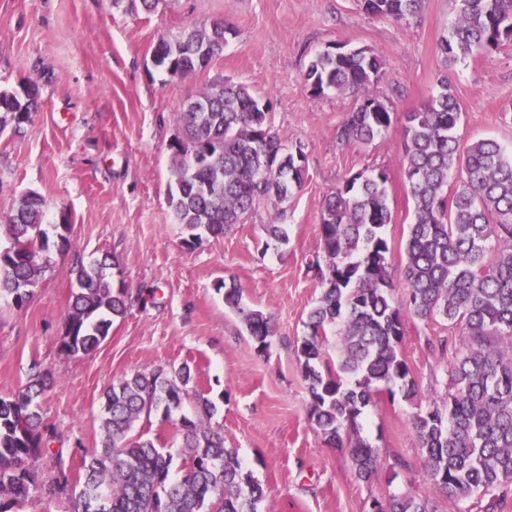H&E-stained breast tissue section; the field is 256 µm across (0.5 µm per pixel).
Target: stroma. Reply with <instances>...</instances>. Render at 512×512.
Instances as JSON below:
<instances>
[{
    "instance_id": "obj_1",
    "label": "stroma",
    "mask_w": 512,
    "mask_h": 512,
    "mask_svg": "<svg viewBox=\"0 0 512 512\" xmlns=\"http://www.w3.org/2000/svg\"><path fill=\"white\" fill-rule=\"evenodd\" d=\"M457 9L456 0H424L417 18L396 21L365 13L357 0H172L151 14L126 12L112 0H0V90L33 82L40 94L20 136L0 134V211L36 191L48 223L69 214L77 245L73 254L49 248L48 270L23 308L0 302V397L25 386L33 364L54 377L41 397L54 439L33 464L40 490L13 512H70L71 496L51 494L52 480L57 464L78 467L84 453L100 447L104 390L132 371L185 362L217 407L225 447L236 449L264 486L260 512H368L373 499L391 492L426 494L411 417L447 391L451 357L426 345L447 335V321H405L399 353L418 394L383 390L366 407L361 434L380 455L367 482L356 478L346 452L310 427L297 342L319 295L307 267L321 253L323 200L355 173L389 175L388 271L391 297L401 300L413 211L402 118L437 95L440 75L461 106V141L492 138L512 151V45L445 68L439 43ZM220 18L229 28L224 54L206 69L173 77L154 66L160 38ZM338 44L384 55L372 92L396 120L361 147L336 138L354 97L313 96L304 80L315 54ZM226 79L271 99L275 130L306 154V178L288 201L261 206L224 237L189 249L167 206L168 144L184 103ZM280 223L284 243L264 230ZM105 252L136 300L97 351L66 355L60 339L76 288L74 256L89 261ZM223 280L271 317L275 334L265 351L225 307L216 290Z\"/></svg>"
}]
</instances>
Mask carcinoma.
Returning <instances> with one entry per match:
<instances>
[{
	"instance_id": "obj_1",
	"label": "carcinoma",
	"mask_w": 512,
	"mask_h": 512,
	"mask_svg": "<svg viewBox=\"0 0 512 512\" xmlns=\"http://www.w3.org/2000/svg\"><path fill=\"white\" fill-rule=\"evenodd\" d=\"M135 13L155 11L163 0H113ZM455 22L440 42L444 62L453 65L476 52L512 43V0H457ZM364 11L404 20L417 17L423 0H360ZM226 26L215 19L157 43L153 60L172 76H188L224 52ZM383 67L370 48L317 54L307 82L315 96L350 92L357 106L346 113L336 138L364 146L386 134L391 109L370 92ZM440 92L404 116L403 176L414 203L404 243L407 288L400 304L391 299V253L385 226L393 223L388 174L359 172L327 195L318 236L322 259L308 268L320 296L307 315L298 346L307 385L306 415L311 427L333 448H347L354 473L370 480L379 465L378 449L361 435L360 418L372 395L398 388L406 398L418 384L398 349L405 318L438 317L462 329L441 339L452 354L445 397L418 408L411 424L428 479V494L392 493L374 500V512H435L430 496L466 507L458 512H497L512 497V154L497 141L460 142V104L438 80ZM35 85L0 90V134L21 133L36 107ZM272 102L231 81L207 85L180 113V135L190 146L206 140L210 162L197 165L174 144L167 204L176 223L194 240L217 238L245 224L267 203L288 200L305 175V154L290 148L271 123ZM459 175L453 189L448 185ZM47 204L35 191L15 199L0 214V301L17 308L33 296L47 271ZM53 225L57 247L75 248L69 217ZM112 255L89 264L76 258L78 288L71 295L61 350L89 355L109 336L113 320L131 307L124 282H114ZM224 303L264 351L274 335L270 317L242 302L232 282L222 284ZM336 332L337 364L325 359L327 331ZM190 365L134 372L104 394L102 448L81 458L77 475L58 468L53 491L80 485L72 512H89L102 502L107 512H258L264 489L243 470L238 453L224 447L221 425L212 424L215 406L195 390ZM53 382L37 371L27 385L0 397V512L39 490L30 461L50 451L53 433L43 423L37 398ZM193 398L195 413H181ZM175 413L180 475L171 476L174 456L142 432V420Z\"/></svg>"
}]
</instances>
